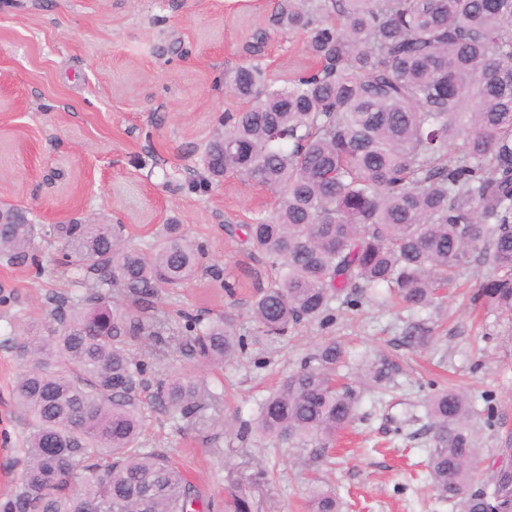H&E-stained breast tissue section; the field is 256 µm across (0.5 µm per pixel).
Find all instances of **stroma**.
<instances>
[{"mask_svg": "<svg viewBox=\"0 0 512 512\" xmlns=\"http://www.w3.org/2000/svg\"><path fill=\"white\" fill-rule=\"evenodd\" d=\"M282 0H0V202L29 212L41 233L21 264L0 257V498L19 482L25 428L12 401L21 366L11 344L51 321L53 300L83 293L88 277L63 264L56 224H120L128 247L147 250L163 225H179L202 247L195 278L162 289L155 307L205 318L246 314L273 276L252 254L241 225L271 209L261 187L237 178L202 181L201 152L221 113L240 109L224 94L227 72L261 60L278 80L311 66L302 33L280 29ZM490 263L463 270V288L431 309L433 342L400 344L406 310L363 303L330 323L302 324L266 346H248L224 369L194 365L221 399L222 414L248 420L301 360L329 336L349 342V359L383 353L400 371L390 389H370L357 419L328 452L245 440L223 424L179 426L149 413L142 441L186 471L202 502L219 506L232 480L264 470L253 512H305L311 478L335 488L344 512H452L427 477L432 448L423 429L429 396L466 390L482 475L512 448V321L478 300ZM235 282L234 295L224 292Z\"/></svg>", "mask_w": 512, "mask_h": 512, "instance_id": "obj_1", "label": "stroma"}]
</instances>
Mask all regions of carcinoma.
<instances>
[{
  "instance_id": "obj_1",
  "label": "carcinoma",
  "mask_w": 512,
  "mask_h": 512,
  "mask_svg": "<svg viewBox=\"0 0 512 512\" xmlns=\"http://www.w3.org/2000/svg\"><path fill=\"white\" fill-rule=\"evenodd\" d=\"M283 30L307 35L315 66L269 78L237 67L225 91L243 102L224 115L201 156L203 181L228 175L270 191L273 206L243 225L246 243L276 266L249 307L250 341L237 315L182 314L171 332L154 310L165 287L196 275L202 249L169 224L150 251L122 243L123 225L58 224L68 263L92 275L87 295L55 307L58 327L11 349L25 370L12 389L26 421L19 484L0 512H202L194 485L166 454L142 447L151 408L195 426L211 398L185 367L147 377L130 351L145 339L163 354L224 367L248 343L275 341L302 323L332 320L384 288L411 312L403 345L433 341L423 313L481 258L501 277L477 297L512 317V0H288ZM36 225L0 205V255L28 258ZM118 291L130 305L112 301ZM346 345L331 337L305 357L235 435L298 448L330 447L357 418L360 396L336 382ZM395 358L356 367L380 387ZM474 407L457 389L425 405L432 485L452 512H512V469L500 465L474 488ZM241 484L225 512H252ZM307 512H341L336 490L307 492Z\"/></svg>"
}]
</instances>
